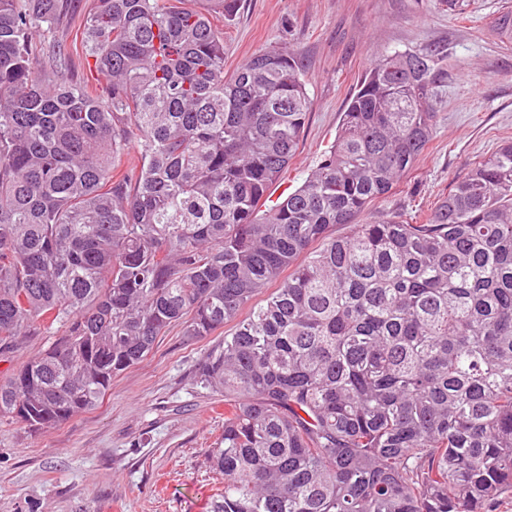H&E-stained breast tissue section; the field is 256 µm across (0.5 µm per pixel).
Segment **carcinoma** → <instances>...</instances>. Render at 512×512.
Here are the masks:
<instances>
[{"label":"carcinoma","mask_w":512,"mask_h":512,"mask_svg":"<svg viewBox=\"0 0 512 512\" xmlns=\"http://www.w3.org/2000/svg\"><path fill=\"white\" fill-rule=\"evenodd\" d=\"M67 3L0 0V354L63 328L0 382V420L63 422L172 324L234 321L193 370L224 397L212 512H486L511 493L512 141L425 223H355L431 139L439 52L378 57L268 205L311 112L294 53L226 77L208 11L91 0L87 88L59 70ZM131 144L140 168L117 177Z\"/></svg>","instance_id":"carcinoma-1"}]
</instances>
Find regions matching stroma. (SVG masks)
I'll list each match as a JSON object with an SVG mask.
<instances>
[{
  "mask_svg": "<svg viewBox=\"0 0 512 512\" xmlns=\"http://www.w3.org/2000/svg\"><path fill=\"white\" fill-rule=\"evenodd\" d=\"M504 0H240L224 30V71L255 52L293 49L312 101L298 152L272 197L300 186L333 142L341 114L375 56L441 48L431 140L414 169L361 219L405 214L419 224L472 163L512 140V40L495 24ZM213 337L183 325L158 337L140 364L112 380L93 409L31 434L0 422V512H210L224 479L207 462L224 433V399L196 387Z\"/></svg>",
  "mask_w": 512,
  "mask_h": 512,
  "instance_id": "1",
  "label": "stroma"
}]
</instances>
